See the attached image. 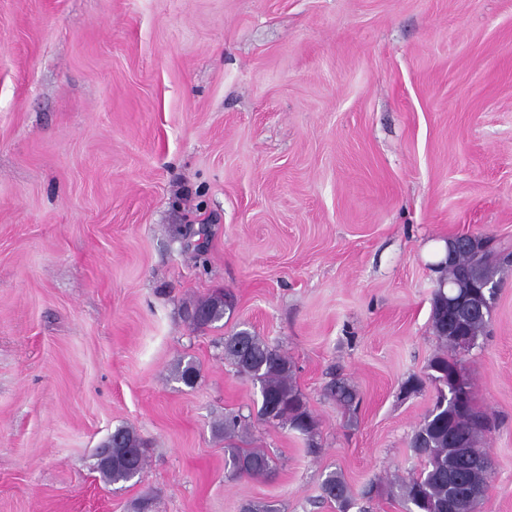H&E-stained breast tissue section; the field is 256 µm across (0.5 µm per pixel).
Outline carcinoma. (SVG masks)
Wrapping results in <instances>:
<instances>
[{
	"label": "carcinoma",
	"mask_w": 512,
	"mask_h": 512,
	"mask_svg": "<svg viewBox=\"0 0 512 512\" xmlns=\"http://www.w3.org/2000/svg\"><path fill=\"white\" fill-rule=\"evenodd\" d=\"M507 257L500 256L495 248L476 256L464 250L455 265L441 272L444 277H455L473 268H479L486 276L499 275ZM231 308L221 292L201 299L187 314L201 313L203 317L193 322L196 327L212 325L224 319ZM448 296L443 288L434 292L431 325L439 341V351L430 361V375L437 389L433 407L428 410L410 438V448L421 461V468L409 479L399 481L397 488L406 512H448V476L464 473L471 485L482 483V473L472 472L468 459L477 458L489 463L487 454L479 448L480 438L488 429L489 418L476 404L461 354L476 346L485 335L489 319L478 317L464 325V335L448 334ZM224 362L236 373L259 384L261 404L258 420L266 423L279 422L301 435L313 433L316 420L308 409L303 395L294 381V369L288 355L272 347L264 338L247 330L236 331L224 337ZM175 379L193 388L200 378V370L192 360H178L174 368ZM224 435V452L227 453L234 474L259 478L272 471L271 457L261 448H243L247 433L245 419L230 413L216 424ZM465 441V454L460 455L448 448V434ZM112 447V463L96 464L101 478L112 484L126 483L139 476L146 466L142 440L130 425L114 429L101 447ZM325 497L336 503L338 512H349L353 505L350 487L342 474L329 472L323 481Z\"/></svg>",
	"instance_id": "1"
}]
</instances>
